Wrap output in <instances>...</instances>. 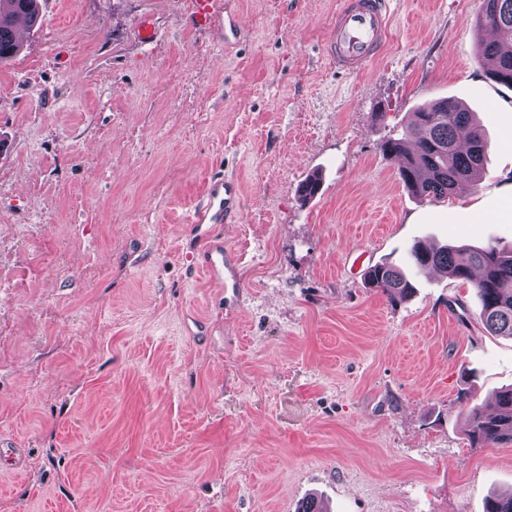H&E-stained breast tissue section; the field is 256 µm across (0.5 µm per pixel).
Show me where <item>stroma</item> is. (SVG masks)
Segmentation results:
<instances>
[{"mask_svg":"<svg viewBox=\"0 0 512 512\" xmlns=\"http://www.w3.org/2000/svg\"><path fill=\"white\" fill-rule=\"evenodd\" d=\"M0 62V512H484L512 446L470 409L512 387L473 282L367 270L414 243L512 245V87L483 0H393L364 75L323 57L341 0H41ZM476 112L479 181L429 201L382 143L438 98ZM242 192L240 300L196 269L211 173ZM322 188L298 189L310 174ZM365 282L369 288H375L392 299L404 298L414 288L407 274L400 267L387 263L371 267L366 272Z\"/></svg>","mask_w":512,"mask_h":512,"instance_id":"stroma-1","label":"stroma"}]
</instances>
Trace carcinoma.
<instances>
[{
	"instance_id": "obj_1",
	"label": "carcinoma",
	"mask_w": 512,
	"mask_h": 512,
	"mask_svg": "<svg viewBox=\"0 0 512 512\" xmlns=\"http://www.w3.org/2000/svg\"><path fill=\"white\" fill-rule=\"evenodd\" d=\"M40 24L38 0H0V62L15 57L20 46L16 32ZM477 27L490 28L495 37L479 44L481 59L490 62L489 76L512 87V0H483ZM485 137L474 113L451 99H438L413 113L403 137L387 139L382 150L401 158L399 176L411 193L442 200L453 195L463 182L475 183L486 162ZM411 263L418 269L438 268L449 277L474 280L481 303L480 318L496 335L512 338V248L490 241L482 248H428L419 244L410 250ZM365 282L394 299L413 290L407 274L393 264H377L365 275ZM465 431L473 448L512 444V389L497 396L496 410H473L465 421ZM485 512H512V495L487 499Z\"/></svg>"
}]
</instances>
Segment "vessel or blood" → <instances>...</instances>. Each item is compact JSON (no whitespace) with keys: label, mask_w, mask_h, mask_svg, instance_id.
Masks as SVG:
<instances>
[{"label":"vessel or blood","mask_w":512,"mask_h":512,"mask_svg":"<svg viewBox=\"0 0 512 512\" xmlns=\"http://www.w3.org/2000/svg\"><path fill=\"white\" fill-rule=\"evenodd\" d=\"M391 0H342L333 17L325 42L327 58L337 72L349 75L365 72L385 51L391 24ZM241 208V193L235 180L214 174L203 200L190 222L197 242L202 243L201 267L208 279L237 293L239 283L226 274L224 247L210 243V228L235 223Z\"/></svg>","instance_id":"b4317fda"}]
</instances>
